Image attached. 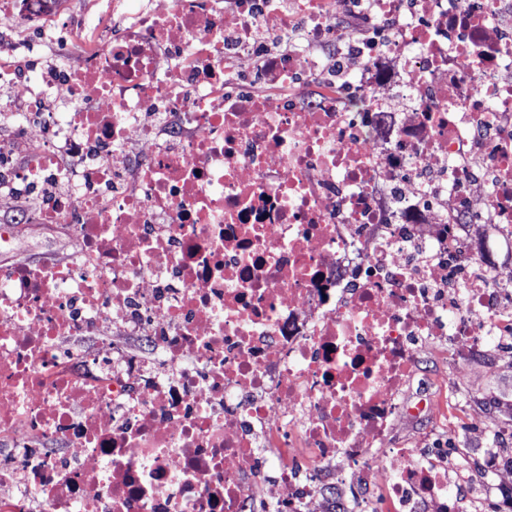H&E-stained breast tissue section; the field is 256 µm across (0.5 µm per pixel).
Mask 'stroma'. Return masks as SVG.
I'll list each match as a JSON object with an SVG mask.
<instances>
[{
	"instance_id": "obj_1",
	"label": "stroma",
	"mask_w": 512,
	"mask_h": 512,
	"mask_svg": "<svg viewBox=\"0 0 512 512\" xmlns=\"http://www.w3.org/2000/svg\"><path fill=\"white\" fill-rule=\"evenodd\" d=\"M75 248L31 226L0 250V264H33L43 258L63 259ZM448 425L430 442L449 461L469 460L472 469L468 512H512V488L484 467L489 449L512 437V351L473 357L449 366Z\"/></svg>"
}]
</instances>
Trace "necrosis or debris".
Here are the masks:
<instances>
[{
    "mask_svg": "<svg viewBox=\"0 0 512 512\" xmlns=\"http://www.w3.org/2000/svg\"><path fill=\"white\" fill-rule=\"evenodd\" d=\"M58 2L0 0V185L77 245L0 266V512L466 490L388 440L448 418L445 385L407 397L421 351L512 335V0H162L104 32Z\"/></svg>",
    "mask_w": 512,
    "mask_h": 512,
    "instance_id": "4bbe7bcc",
    "label": "necrosis or debris"
}]
</instances>
